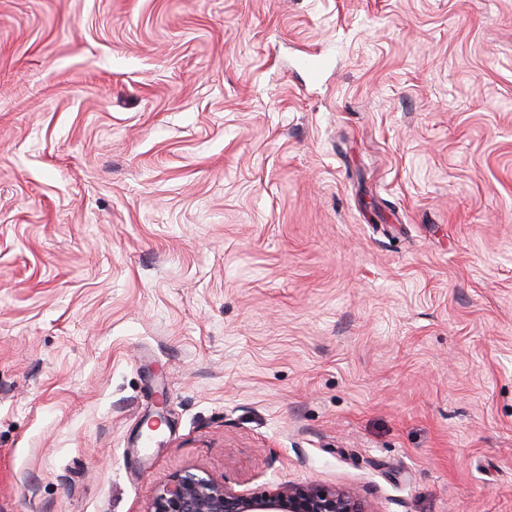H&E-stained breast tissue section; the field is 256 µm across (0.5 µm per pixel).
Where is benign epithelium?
<instances>
[{
	"instance_id": "7a95c632",
	"label": "benign epithelium",
	"mask_w": 512,
	"mask_h": 512,
	"mask_svg": "<svg viewBox=\"0 0 512 512\" xmlns=\"http://www.w3.org/2000/svg\"><path fill=\"white\" fill-rule=\"evenodd\" d=\"M147 512H372L356 491L284 484L260 496L239 493L209 473L189 470L159 489Z\"/></svg>"
}]
</instances>
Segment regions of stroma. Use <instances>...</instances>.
I'll use <instances>...</instances> for the list:
<instances>
[{"instance_id": "stroma-1", "label": "stroma", "mask_w": 512, "mask_h": 512, "mask_svg": "<svg viewBox=\"0 0 512 512\" xmlns=\"http://www.w3.org/2000/svg\"><path fill=\"white\" fill-rule=\"evenodd\" d=\"M186 470L512 512V0H0V512Z\"/></svg>"}]
</instances>
